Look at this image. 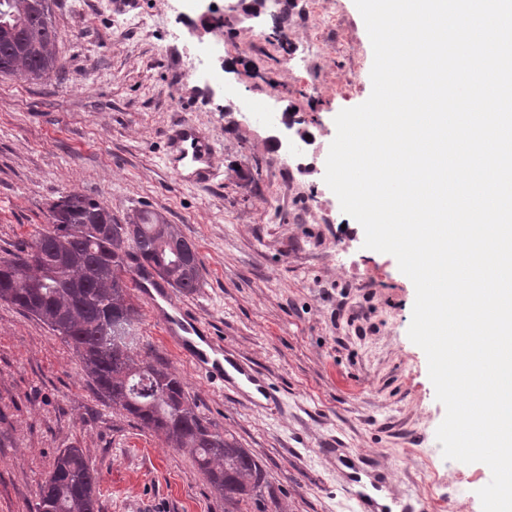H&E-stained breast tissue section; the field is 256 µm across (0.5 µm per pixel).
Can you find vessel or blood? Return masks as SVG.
Returning <instances> with one entry per match:
<instances>
[{
    "label": "vessel or blood",
    "mask_w": 512,
    "mask_h": 512,
    "mask_svg": "<svg viewBox=\"0 0 512 512\" xmlns=\"http://www.w3.org/2000/svg\"><path fill=\"white\" fill-rule=\"evenodd\" d=\"M167 139L172 153L188 168V181L205 187L215 179L216 148L200 134L191 119L185 117L172 125ZM130 276L165 335L201 376L222 390L236 394L243 393L245 387H254V404L271 411L280 409L282 399L266 375L225 347L195 310L173 302L170 290L156 275L135 265L130 269ZM335 455L338 464L348 465L353 471L350 481L355 488L349 496L355 502L356 512H389L388 507L376 499L377 492L387 489L389 484L388 475L380 470L377 460L371 455L353 454L342 448L336 449Z\"/></svg>",
    "instance_id": "1"
}]
</instances>
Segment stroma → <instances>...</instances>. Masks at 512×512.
Wrapping results in <instances>:
<instances>
[{"label":"stroma","mask_w":512,"mask_h":512,"mask_svg":"<svg viewBox=\"0 0 512 512\" xmlns=\"http://www.w3.org/2000/svg\"><path fill=\"white\" fill-rule=\"evenodd\" d=\"M214 3L223 27L197 35L193 0H55L58 73L0 75V256L72 192L122 224L150 210L180 225L205 271L174 301L282 393L273 413L213 388L133 294L140 336L266 471L262 497L240 512H355L336 448L375 456L392 493L419 496L427 512H482V464L444 459L436 439L445 407L408 336L414 285L394 256L364 248L324 181L336 115L372 91L354 0H294L288 14L270 5L258 18ZM321 13L334 24L316 23ZM257 102L288 118V137L308 135L302 153L272 141L251 116ZM183 116L218 148L205 188L164 163V133ZM71 446L101 476V512H224L187 450L113 409L63 339L0 302V512H36L39 483Z\"/></svg>","instance_id":"stroma-1"}]
</instances>
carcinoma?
<instances>
[{"instance_id":"carcinoma-1","label":"carcinoma","mask_w":512,"mask_h":512,"mask_svg":"<svg viewBox=\"0 0 512 512\" xmlns=\"http://www.w3.org/2000/svg\"><path fill=\"white\" fill-rule=\"evenodd\" d=\"M52 0H0V70L30 81L57 70ZM51 226L0 257V301L48 326L78 356L98 393L172 448H188L224 496V512L261 492L257 457L204 417L183 379L151 355L137 333L138 307L128 291L127 258L141 262L184 294L201 287L195 245L154 211L118 223L103 202L79 193L50 207ZM100 475L82 449H65L38 485L37 512H99Z\"/></svg>"}]
</instances>
